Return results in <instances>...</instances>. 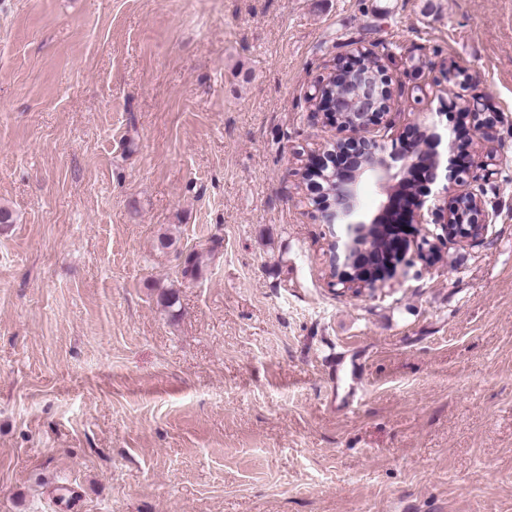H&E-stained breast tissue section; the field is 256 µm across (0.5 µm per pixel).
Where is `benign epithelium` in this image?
<instances>
[{
	"instance_id": "1",
	"label": "benign epithelium",
	"mask_w": 512,
	"mask_h": 512,
	"mask_svg": "<svg viewBox=\"0 0 512 512\" xmlns=\"http://www.w3.org/2000/svg\"><path fill=\"white\" fill-rule=\"evenodd\" d=\"M358 62L342 61L339 66L350 71L353 81L348 88L334 94L326 83L314 87L310 101L325 112L330 123L352 136L336 141L330 154L340 155L347 163L322 174L323 183L313 186L316 195L327 200L319 207L325 224H336L343 237L334 243L332 275L343 289L362 295L393 280L400 269L409 266L410 241L401 236L403 227L415 232V225L427 223L425 214L440 227L436 240L459 243L483 236L490 214L482 196L459 191L444 208L427 205L428 199L411 187L410 173L415 171L427 183L438 178L441 165L437 146L441 138L428 133L425 123L416 124L402 154L405 163L393 171L394 154L376 139L367 136L371 126L380 123L393 105V95L383 74L381 56L372 48H357ZM462 109L471 112L472 120L483 138L492 136L497 114L477 97H459ZM366 176H375L383 199L377 211L366 214L360 208L359 184Z\"/></svg>"
}]
</instances>
